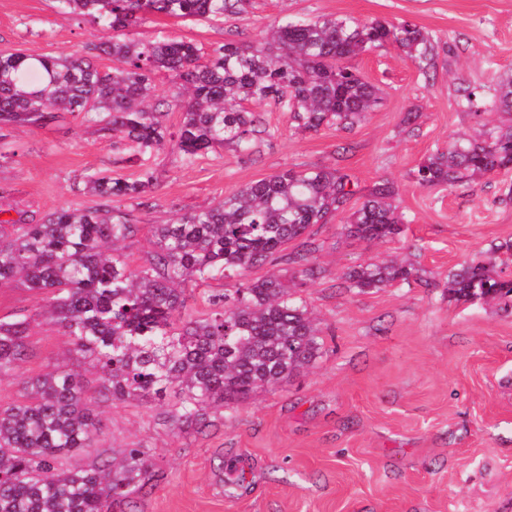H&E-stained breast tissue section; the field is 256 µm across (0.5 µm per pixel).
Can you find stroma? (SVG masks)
I'll use <instances>...</instances> for the list:
<instances>
[{"instance_id":"1","label":"stroma","mask_w":512,"mask_h":512,"mask_svg":"<svg viewBox=\"0 0 512 512\" xmlns=\"http://www.w3.org/2000/svg\"><path fill=\"white\" fill-rule=\"evenodd\" d=\"M325 16L417 24L436 42L431 75L391 45L362 55L352 65L381 101L352 131L302 132L288 113L262 104L271 135L249 157L227 146L186 162L171 143L140 154L115 147L104 124L68 112L0 125V188L11 192L0 218L23 210L37 224L66 206L122 211L139 226L125 243L136 267L153 251L152 225L286 168L344 167L355 189L350 208L378 181L399 188L407 222L392 241L346 237L347 211L311 229L322 274L303 296L325 336L313 367L231 405L203 434L172 433L157 405H100L99 454L141 445L163 472L138 512H512V311L448 297L450 270L512 243V168L454 187L410 177L475 128L458 103L459 85L477 87L480 111L502 120L494 84L512 72V0H247L218 23L150 15L134 34L210 52L230 40L260 44L285 18ZM102 35L56 0H0V52L74 55ZM144 169L156 181L137 200L84 188L102 172L133 180ZM384 258L414 264L421 280L344 287L349 269ZM42 306L21 284L0 287V317L30 321L25 375L59 364L96 390L97 375L41 317Z\"/></svg>"}]
</instances>
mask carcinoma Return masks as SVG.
Masks as SVG:
<instances>
[{
    "instance_id": "obj_1",
    "label": "carcinoma",
    "mask_w": 512,
    "mask_h": 512,
    "mask_svg": "<svg viewBox=\"0 0 512 512\" xmlns=\"http://www.w3.org/2000/svg\"><path fill=\"white\" fill-rule=\"evenodd\" d=\"M114 32L88 47L92 57L0 53V124L40 123L56 112L104 115L106 125L139 150L167 141V102L152 103L154 75L175 85L181 110L176 147L187 161L217 146L243 156L269 134L251 104L289 113L295 128L350 131L379 102V89L350 64L392 44L423 75L435 65V42L415 24L322 18L284 21L263 44L229 41L206 53L191 42L120 38L148 15L222 22L244 0H58ZM105 55L114 66L100 68ZM502 112H512V74L494 88ZM474 116L478 135L448 142L414 171L423 187L457 186L512 164V119L491 126ZM106 197L139 199L154 186L144 169L134 181L104 175L90 181ZM349 175L333 166L285 169L242 186L216 205L152 225L154 250L135 268L123 251L137 225L109 208L60 207L42 223L24 213L0 224V286L19 281L46 296L44 313L68 338L70 351L99 372L90 394L80 375L55 365L24 375L28 319H0V381L21 386V400L0 406V512H114L160 478L150 449L123 448L112 458L72 469L67 458L99 441L101 402L152 405L168 401L165 423L175 433L202 434L224 409L272 388L320 357L324 340L300 289L319 277L309 229L324 224L354 195ZM398 189L374 186L344 225L350 237L384 242L402 232L394 204ZM299 242L292 253L283 246ZM488 261H469L448 273V296L499 301L512 308V279L491 275ZM272 263L297 266L287 284ZM220 276L240 286L208 297L209 310H188V286ZM419 279L412 265L371 262L345 274L361 291Z\"/></svg>"
}]
</instances>
